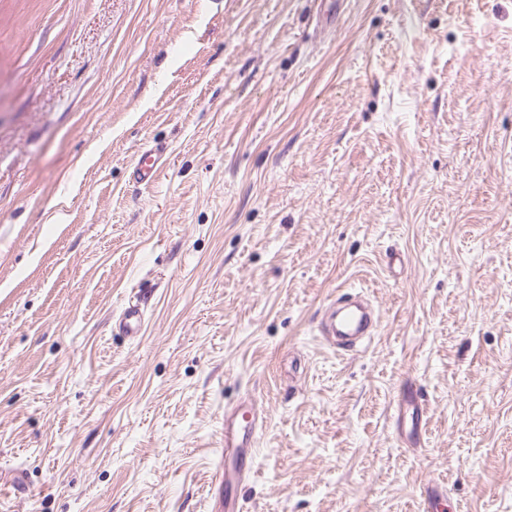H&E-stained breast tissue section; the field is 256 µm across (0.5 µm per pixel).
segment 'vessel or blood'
<instances>
[{
  "label": "vessel or blood",
  "mask_w": 512,
  "mask_h": 512,
  "mask_svg": "<svg viewBox=\"0 0 512 512\" xmlns=\"http://www.w3.org/2000/svg\"><path fill=\"white\" fill-rule=\"evenodd\" d=\"M166 162L165 151L154 147L143 151L134 161L131 169L133 182L149 184L155 181ZM145 323L142 308L127 304L122 308L115 322V329L123 336L135 337L141 334ZM377 321L373 311L359 304L343 306L337 314L322 322L320 333L324 336L343 337V349L350 350L360 336H369L375 331ZM427 414V405L417 391L405 393L396 403V424L398 434L405 446H415ZM258 439V414L253 403L229 406L224 410V431L220 437L219 455L225 464L213 477L216 484L226 491L224 512H242L243 505L236 490L251 476L253 450Z\"/></svg>",
  "instance_id": "1"
}]
</instances>
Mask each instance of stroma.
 <instances>
[{
	"label": "stroma",
	"instance_id": "obj_1",
	"mask_svg": "<svg viewBox=\"0 0 512 512\" xmlns=\"http://www.w3.org/2000/svg\"><path fill=\"white\" fill-rule=\"evenodd\" d=\"M321 2L0 0V512H512V0ZM166 153L162 147H154L143 151L134 161L131 179L135 183L149 184L155 181L166 162ZM145 323V315L137 304L128 303L120 311L115 322V330L123 336H140ZM377 327V321L374 317V311L370 308L367 311L360 304H347L343 306L336 315L333 311L329 320L321 323V336H341L346 342L326 341L334 348L341 350H351L356 346L357 336H371ZM337 349V350H338ZM339 351V350H338ZM427 414V405L416 390L405 393L396 403V424L402 443L419 445V437ZM258 436V414L253 402L224 409V433H221L218 448L221 469L215 472L212 481L219 484V487L224 485L222 509L225 512L244 511L235 491L251 477L252 448H256Z\"/></svg>",
	"mask_w": 512,
	"mask_h": 512
}]
</instances>
